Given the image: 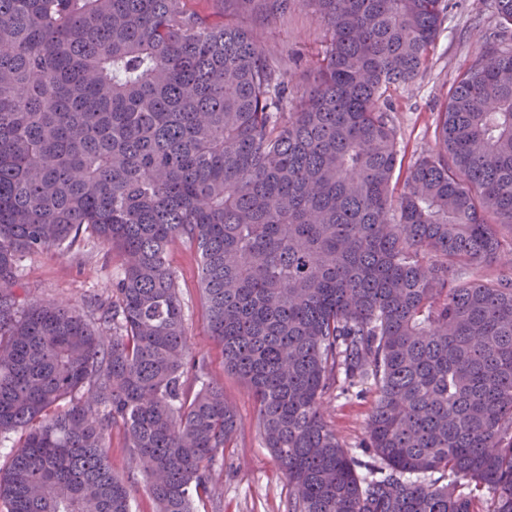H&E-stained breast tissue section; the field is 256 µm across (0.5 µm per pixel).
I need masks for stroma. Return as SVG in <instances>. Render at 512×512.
Here are the masks:
<instances>
[{"label":"stroma","instance_id":"obj_1","mask_svg":"<svg viewBox=\"0 0 512 512\" xmlns=\"http://www.w3.org/2000/svg\"><path fill=\"white\" fill-rule=\"evenodd\" d=\"M193 7L211 21L228 20L256 31L273 59L288 76V96L308 92L321 61L325 29L310 9L296 7L288 15L264 18L251 11H228L223 0H194ZM493 25L492 5L485 0L473 11L469 0H451L426 70L410 86L391 92L389 99L397 130V146L404 164L435 147L437 117L448 90L480 50V37ZM176 273L185 315V327L196 369L188 373L187 385L198 390L201 383L218 382L235 407L239 427L223 458L213 466L215 493L195 502V512H288V479L265 447L257 412L247 384L224 369L221 346L208 332L205 308L197 275L199 256L193 247L178 242L169 251ZM119 255L84 234L72 246L53 248L21 258L14 290L20 302L63 301L81 313L98 316V305L111 295L112 281L119 274ZM373 396L357 390L336 393L324 403V417L346 444L350 455L366 461L368 449L361 442ZM108 460L114 472L129 477L132 512H155L131 451L120 431H113Z\"/></svg>","mask_w":512,"mask_h":512}]
</instances>
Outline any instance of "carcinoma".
Segmentation results:
<instances>
[{
  "label": "carcinoma",
  "mask_w": 512,
  "mask_h": 512,
  "mask_svg": "<svg viewBox=\"0 0 512 512\" xmlns=\"http://www.w3.org/2000/svg\"><path fill=\"white\" fill-rule=\"evenodd\" d=\"M189 0H0V472L8 512H132L122 428L157 512H193L239 421L185 393L170 247L201 261L210 336L253 393L289 512H512V0L448 91L404 190L388 92L447 0H261L326 30L292 111L258 35ZM91 232L122 258L93 323L25 305L18 261ZM373 393L359 476L326 423ZM437 478H431L433 474Z\"/></svg>",
  "instance_id": "1"
}]
</instances>
